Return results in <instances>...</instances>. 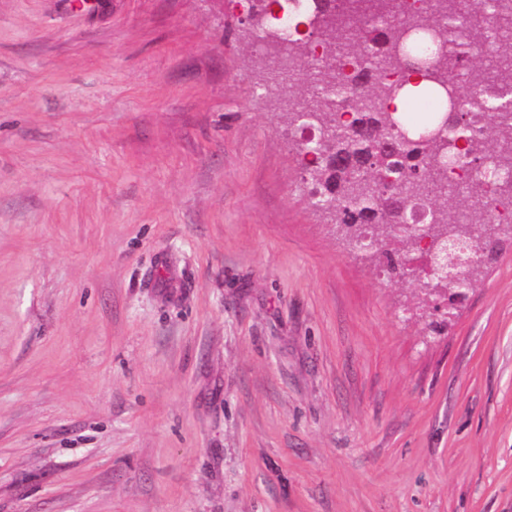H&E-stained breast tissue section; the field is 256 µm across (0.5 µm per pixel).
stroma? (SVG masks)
Segmentation results:
<instances>
[{
  "label": "stroma",
  "instance_id": "obj_1",
  "mask_svg": "<svg viewBox=\"0 0 512 512\" xmlns=\"http://www.w3.org/2000/svg\"><path fill=\"white\" fill-rule=\"evenodd\" d=\"M236 0H0V512H512V223L447 291L312 206Z\"/></svg>",
  "mask_w": 512,
  "mask_h": 512
}]
</instances>
